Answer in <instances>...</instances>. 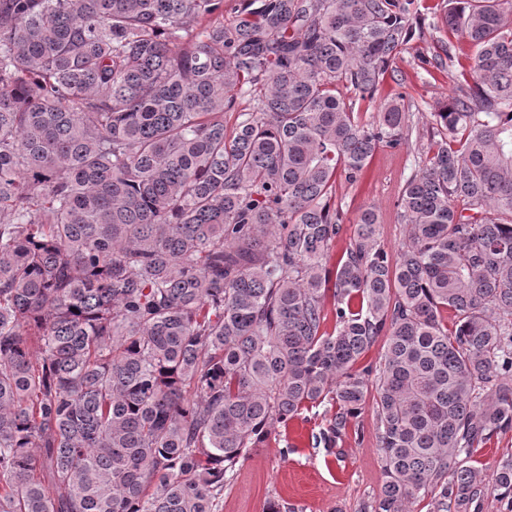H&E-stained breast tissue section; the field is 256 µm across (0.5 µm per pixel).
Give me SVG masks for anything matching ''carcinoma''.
I'll return each instance as SVG.
<instances>
[{"label":"carcinoma","instance_id":"1","mask_svg":"<svg viewBox=\"0 0 512 512\" xmlns=\"http://www.w3.org/2000/svg\"><path fill=\"white\" fill-rule=\"evenodd\" d=\"M419 7L0 0V512H213L275 424L328 404L333 448L371 389L365 512L512 498V458L473 464L512 430V0L440 16L472 63L400 193L406 242L368 206L333 253L336 179L404 143L397 100L355 105Z\"/></svg>","mask_w":512,"mask_h":512}]
</instances>
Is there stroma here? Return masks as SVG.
Instances as JSON below:
<instances>
[{"label": "stroma", "instance_id": "obj_1", "mask_svg": "<svg viewBox=\"0 0 512 512\" xmlns=\"http://www.w3.org/2000/svg\"><path fill=\"white\" fill-rule=\"evenodd\" d=\"M422 4L420 36L401 52L374 99L361 104L368 120L387 100L402 97L408 118L406 141L396 149H378L358 183L341 179L333 189L345 224H352L364 206L377 207L381 244L390 254L406 240L404 226L397 219L400 190L423 166L438 137L432 112L455 89L447 70L423 62L442 37L437 20L444 4L442 0H422ZM329 417L326 407L314 408L289 426L277 427L262 447L250 449L228 475L216 512H265L271 500L284 512H363L383 484L373 408L364 406L355 425L332 449L314 440Z\"/></svg>", "mask_w": 512, "mask_h": 512}]
</instances>
